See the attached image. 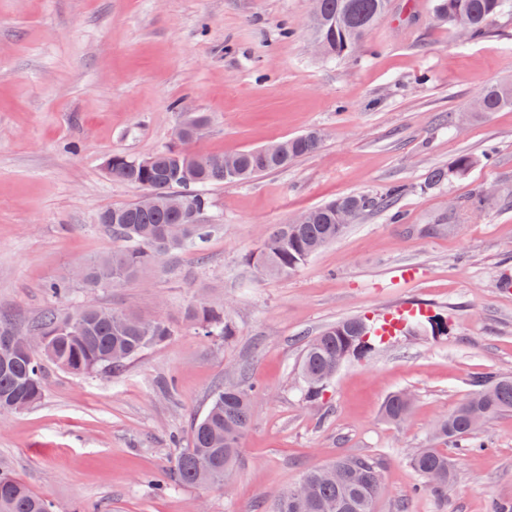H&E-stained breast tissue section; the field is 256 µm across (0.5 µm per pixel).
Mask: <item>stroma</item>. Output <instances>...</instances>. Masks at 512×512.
Listing matches in <instances>:
<instances>
[{
    "label": "stroma",
    "mask_w": 512,
    "mask_h": 512,
    "mask_svg": "<svg viewBox=\"0 0 512 512\" xmlns=\"http://www.w3.org/2000/svg\"><path fill=\"white\" fill-rule=\"evenodd\" d=\"M311 0H0V317L26 329L46 312L132 310L169 322V338L117 377L45 367L41 402L0 416V470L54 512H270L284 488L340 457L379 461L376 512H492L512 501V412L478 447L445 444L447 498L418 492L410 465L431 427L473 382L512 375V106L475 112L488 86L512 82V15L478 40L437 24L433 0H393L353 54L316 56ZM210 123L192 148L234 153L310 130L322 146L288 168L211 186L203 250L162 257L131 281L48 292L110 253L98 222L136 201L109 156L171 144L183 109ZM461 153L468 173L425 180ZM404 192L365 213L296 272L249 264L272 229L348 194ZM203 300L234 335L204 336L185 317ZM419 306L442 334L403 332L350 358L319 399L305 398V342L328 325ZM245 372L259 392L232 483L164 492L213 391ZM409 391V418L383 417Z\"/></svg>",
    "instance_id": "stroma-1"
}]
</instances>
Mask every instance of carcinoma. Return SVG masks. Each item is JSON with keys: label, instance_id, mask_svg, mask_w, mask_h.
<instances>
[{"label": "carcinoma", "instance_id": "carcinoma-1", "mask_svg": "<svg viewBox=\"0 0 512 512\" xmlns=\"http://www.w3.org/2000/svg\"><path fill=\"white\" fill-rule=\"evenodd\" d=\"M308 18L311 39L320 43L324 56L345 57L363 42L369 30L389 11L391 0H312ZM512 12V0H435L439 21L467 39L489 32L498 16ZM479 112H496L512 106V83L488 87L478 97ZM193 137H178L176 143L148 157L112 156L108 174L112 180L130 183L153 196V204L140 201L113 207L99 215V223L121 243L112 255L83 266V284L88 288L116 285L134 279L147 265L166 253L184 247L202 248L213 225L202 223L209 208L208 188L212 185L247 180L287 168L294 161L315 153L321 135L309 131L284 141L286 150L263 154L245 149L230 155L237 176L227 177L213 166L210 156L195 153ZM477 157L462 153L446 168H436L426 185L440 184L450 176L468 172ZM402 187L393 186L378 196L345 195L300 215V222L277 225L249 260L263 273L287 276L304 265L315 253L340 237L365 212L389 208ZM170 194L187 200L184 210L175 212L165 205ZM187 317L205 336H231L233 327L224 311L199 301ZM169 323L146 320L136 314L101 308H87L60 319L49 314L30 330L41 339L40 352L30 354L22 344L11 349L0 346V415L18 413L38 404L45 392L44 363L49 362L79 376H116L145 350L171 336ZM376 337L372 324L362 318L339 321L312 338L301 359V376L309 398L322 394L324 384L334 376L336 362L347 360L358 347L369 348ZM467 395L433 428L438 443L453 441L462 448L475 445L474 435L489 420L512 412V377L495 376L478 380ZM258 395L254 386L240 375L233 386L222 385L212 394L205 414L191 424L189 441L170 469L149 479L154 489L164 491L172 482L197 486L199 471L208 470L213 483L224 482L239 461L242 440L252 421V402ZM410 403L396 392L383 406L386 420L406 421ZM410 464L423 484L418 490L443 497L454 480L448 455L437 447L417 448ZM332 466L343 473L335 479L314 469L304 474L308 484L305 497L289 488L276 496L272 512H375L381 492V472L376 462L345 457ZM0 512H53L51 503L34 493L21 480L0 471Z\"/></svg>", "mask_w": 512, "mask_h": 512}]
</instances>
